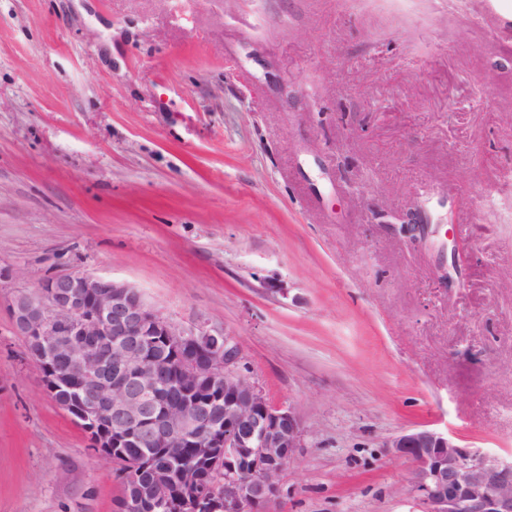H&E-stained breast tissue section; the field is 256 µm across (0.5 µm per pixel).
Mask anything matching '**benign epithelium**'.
<instances>
[{"label": "benign epithelium", "mask_w": 512, "mask_h": 512, "mask_svg": "<svg viewBox=\"0 0 512 512\" xmlns=\"http://www.w3.org/2000/svg\"><path fill=\"white\" fill-rule=\"evenodd\" d=\"M426 229L420 211L403 217L408 237ZM13 318L47 392H70L94 448L107 458L141 449L127 474L153 463L160 474L224 465L218 485L190 481L173 502L154 484L121 512L145 502L160 512H269L305 430L294 408L271 405L241 372L235 337L177 324L137 288L87 272L47 277L16 298ZM387 447L412 461V488L428 512H512V459L421 428Z\"/></svg>", "instance_id": "1"}]
</instances>
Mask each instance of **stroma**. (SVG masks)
Wrapping results in <instances>:
<instances>
[{
    "mask_svg": "<svg viewBox=\"0 0 512 512\" xmlns=\"http://www.w3.org/2000/svg\"><path fill=\"white\" fill-rule=\"evenodd\" d=\"M512 0H0V512H117L14 299L233 334L306 445L270 512H427L389 441L512 455ZM427 208L410 248L394 216ZM465 245L452 281L443 244Z\"/></svg>",
    "mask_w": 512,
    "mask_h": 512,
    "instance_id": "obj_1",
    "label": "stroma"
}]
</instances>
